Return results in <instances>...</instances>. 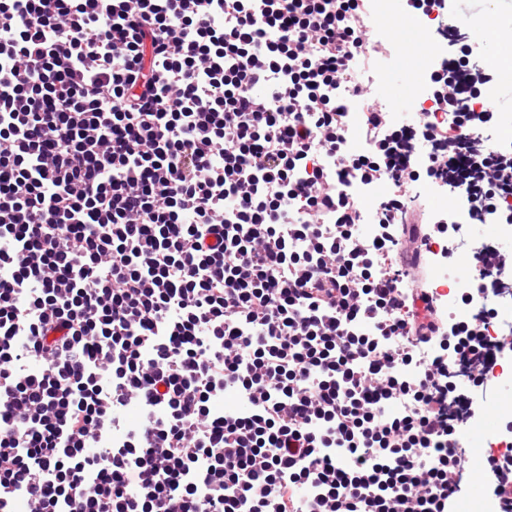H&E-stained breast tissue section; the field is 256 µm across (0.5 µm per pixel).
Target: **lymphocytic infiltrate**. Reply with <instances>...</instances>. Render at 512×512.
Here are the masks:
<instances>
[{"instance_id": "obj_1", "label": "lymphocytic infiltrate", "mask_w": 512, "mask_h": 512, "mask_svg": "<svg viewBox=\"0 0 512 512\" xmlns=\"http://www.w3.org/2000/svg\"><path fill=\"white\" fill-rule=\"evenodd\" d=\"M370 5L0 0V506L22 491L32 512H456L462 419L512 341L487 338L493 309L441 308L423 197L511 224L512 144L448 148L494 119L457 6L430 75L447 120L398 124L367 100L395 50ZM282 72L274 110L255 91ZM336 88L364 101L356 154ZM322 155L392 183L360 247ZM472 251L464 304L512 274L492 243ZM366 322L380 338L353 335ZM227 385L257 410L215 413ZM133 401L140 431L89 452ZM484 486L512 512V459L490 457Z\"/></svg>"}]
</instances>
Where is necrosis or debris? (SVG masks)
<instances>
[{"label": "necrosis or debris", "instance_id": "obj_1", "mask_svg": "<svg viewBox=\"0 0 512 512\" xmlns=\"http://www.w3.org/2000/svg\"><path fill=\"white\" fill-rule=\"evenodd\" d=\"M446 18L439 13L428 16L409 12L405 0H372L369 17L370 27L374 32L389 35L402 32L422 42L421 61H414L408 44L397 43L395 54L387 60H378L372 71L368 86L370 96L380 103L402 99L405 112L402 120L411 124L417 122L424 111L433 106V91L428 73L433 59L446 52L447 44L443 41L427 39L431 27L445 24ZM403 74L404 83H396L395 74ZM340 191L354 200L361 219L359 234L364 238L375 237L378 233V218L381 205L389 195L392 184L389 180L367 183L348 176L338 179ZM425 210L429 222H447L449 234H456L472 227L478 221L476 212L468 205L448 195L427 197ZM434 253L431 270L433 281L445 284L444 300L448 304L450 317L458 321H472L478 318L485 307H492L495 324L487 328L488 336H495L497 330L512 327V289L505 282H497L493 291L478 296L469 304L458 300L460 289L470 287L472 273L466 264L448 265L440 255V244H432ZM512 428V399L502 396L489 399L484 412L479 417L470 419L465 424L464 437L470 448H512V436L501 435L500 427Z\"/></svg>", "mask_w": 512, "mask_h": 512}]
</instances>
